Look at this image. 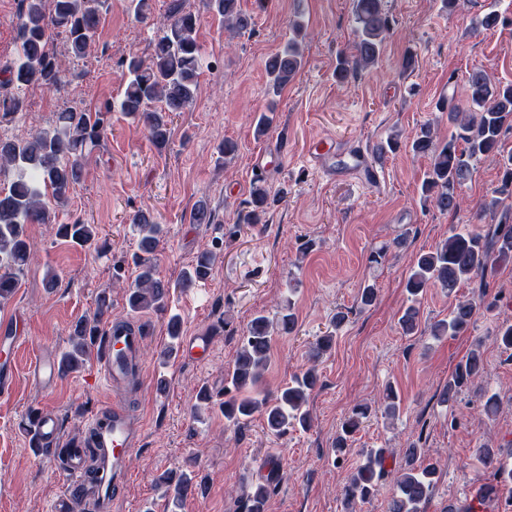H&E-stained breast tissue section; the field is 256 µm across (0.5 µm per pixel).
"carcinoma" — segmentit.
I'll use <instances>...</instances> for the list:
<instances>
[{"mask_svg":"<svg viewBox=\"0 0 512 512\" xmlns=\"http://www.w3.org/2000/svg\"><path fill=\"white\" fill-rule=\"evenodd\" d=\"M21 2L16 23L17 54L3 70L4 78L0 82L19 90L32 85H54L60 80L62 65L48 48L47 33L54 30L63 36L66 52L71 57L89 56L96 47L105 0ZM207 7L224 18L225 29L238 35L252 30L253 18L241 9L239 0H207ZM354 17L353 53L336 60V80L341 83L356 76L358 71L378 64L391 28L384 0H355ZM197 26L198 17L184 10L182 4H175L157 27L150 60L132 56L124 62L128 81L117 101L103 103L95 113L70 107L57 113L51 129L31 132L23 139H0V172H15V178L0 187V304L14 295L17 276L31 259L25 226L55 223L57 210L68 204L83 177V161L99 146L112 110L117 109L132 122L143 125L157 149L168 145L172 115L193 104L200 85ZM292 32L283 48L265 64L267 93L274 96L294 79L303 64L302 26L294 24ZM466 84L470 111H448V123L454 127L450 137L440 138L435 125L427 123L414 135L410 147L414 154L429 159L421 195L442 213L459 209L457 189L471 178L476 161L490 158L497 162L503 171L501 186L479 205L482 214L498 218L497 226L486 235L454 230L435 249L416 256L406 281L410 304L399 318L406 336L415 334L419 314L416 303L426 289L437 287L453 294L463 282L483 278L496 264L512 260V210L503 206V198L512 196V154L501 155L502 136L512 130V83L495 82L485 69L474 68L468 73ZM0 107L3 108L1 124L12 121L23 111L24 104L22 99L12 96L1 100ZM271 200L265 180L256 178L239 223H267ZM130 223L139 237L140 254L134 259L139 273L127 290L128 306L135 312L162 311L169 286L157 277L154 262L162 225L144 211L133 214ZM57 234L80 246L90 245L95 239L94 225L80 220L58 225ZM216 259V252L202 250L193 270L185 272L181 287L189 288L194 279L207 276ZM479 305L474 299L458 301L448 317L432 324L430 337L440 341L466 332ZM111 308L109 296L103 293L95 312L72 326L73 348L63 353L60 372H72L80 366L90 345L101 336L100 324ZM345 319L344 312H336L331 321L333 331L319 337L310 348L313 365L273 395L262 388L270 347L274 337L295 331L296 319L289 306L272 318L254 317L241 337L228 373L229 386L224 388L228 399L221 405L225 420L238 427L258 413L275 436L285 435L295 427L310 428L308 400L319 381L316 362L331 350L336 330ZM481 346V340H475L469 356L448 377V384L439 395L441 403L455 401L484 372ZM371 413L370 405L359 404L345 417L334 443L336 456L344 455L349 441ZM387 453L385 448L368 451L364 463L351 473L343 494V512H356L358 504L374 495L376 480L384 474ZM476 455L497 478V483L481 486L477 498H491L499 486L512 483V463L504 460L498 449L483 444L476 449ZM402 461L388 512H423L435 485L437 466L425 461L422 449L415 447L405 449ZM276 483L277 471L271 467L260 482L243 491L241 512H266ZM166 484V495L176 509L193 493V484L187 477L169 479Z\"/></svg>","mask_w":512,"mask_h":512,"instance_id":"carcinoma-1","label":"carcinoma"}]
</instances>
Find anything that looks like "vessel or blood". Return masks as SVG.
Masks as SVG:
<instances>
[{"instance_id": "obj_1", "label": "vessel or blood", "mask_w": 512, "mask_h": 512, "mask_svg": "<svg viewBox=\"0 0 512 512\" xmlns=\"http://www.w3.org/2000/svg\"><path fill=\"white\" fill-rule=\"evenodd\" d=\"M312 161L331 176L353 171L374 178L376 171L364 150L341 145L324 137L308 151ZM107 354L103 360V380L107 386L123 389L130 381L141 380L140 352L145 342L141 328L120 321L110 322L106 329ZM212 340L209 335L196 333L182 340L184 358H199L209 354ZM33 379L51 389L57 384L56 365L51 354L39 359ZM87 432L82 441L74 442L67 453L63 470L66 489L57 497L52 512H70L71 498L80 497L93 505V512H112V504L128 482V458L141 433V420L128 405L113 403L104 411L90 415ZM95 469L96 478H89L88 469Z\"/></svg>"}]
</instances>
